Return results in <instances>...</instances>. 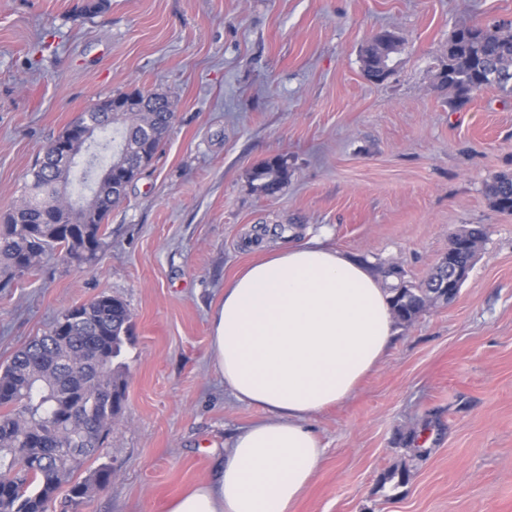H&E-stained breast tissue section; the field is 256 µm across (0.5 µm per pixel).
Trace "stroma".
Listing matches in <instances>:
<instances>
[{"mask_svg":"<svg viewBox=\"0 0 512 512\" xmlns=\"http://www.w3.org/2000/svg\"><path fill=\"white\" fill-rule=\"evenodd\" d=\"M80 2L0 0V216L95 103L160 92L176 119L93 266L54 258L0 288V365L73 306L106 294L130 310L100 451L112 480L77 512H167L261 418L211 360V314L242 266L324 229L387 289L386 266L419 282L476 226L456 299L397 323L357 392L309 418L325 455L293 512H512V214L487 195L512 175V94L458 106L437 80L452 32L512 22V0H110L77 23ZM381 29L404 46L375 84L361 56ZM274 156L288 180L264 197L250 173Z\"/></svg>","mask_w":512,"mask_h":512,"instance_id":"obj_1","label":"stroma"}]
</instances>
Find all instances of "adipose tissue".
<instances>
[{
    "label": "adipose tissue",
    "instance_id": "obj_1",
    "mask_svg": "<svg viewBox=\"0 0 512 512\" xmlns=\"http://www.w3.org/2000/svg\"><path fill=\"white\" fill-rule=\"evenodd\" d=\"M390 298L322 233L240 270L211 316L210 348L230 396L263 416L225 448L216 479L168 512H292L324 454L307 420L349 398L383 361Z\"/></svg>",
    "mask_w": 512,
    "mask_h": 512
}]
</instances>
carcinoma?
<instances>
[{
  "label": "carcinoma",
  "mask_w": 512,
  "mask_h": 512,
  "mask_svg": "<svg viewBox=\"0 0 512 512\" xmlns=\"http://www.w3.org/2000/svg\"><path fill=\"white\" fill-rule=\"evenodd\" d=\"M403 40L382 29L363 50V66L371 81L382 79L391 68L392 55ZM439 84L453 90L461 104L483 88L496 86L512 92V24L475 26L460 41L458 50L441 62ZM141 99L136 112H109L107 101L84 111L104 130L102 119L115 128L118 139L88 145L74 140L65 128L45 147L31 171V185L39 196L28 197L0 219V288L17 277L35 275L45 260L57 256L72 261L74 253L90 242L92 251L82 263L95 262L104 248L106 221L123 197L105 185L95 205L60 204L59 189L66 184L72 165L86 155V172L95 164L96 152H112V163L126 166L133 182L151 163L175 120L167 96L140 90L118 93L112 99ZM71 144L70 159L56 156V145ZM288 179L282 158L275 156L256 165L251 173L255 191L274 196ZM495 209L512 212V176H500L488 187ZM443 267L404 291L394 285L390 302L396 318L411 323L423 312V303ZM130 329V311L119 298L101 295L66 310L45 334L37 336L0 366V512H50L56 491L71 484L69 502L81 505L95 489L112 478V466L102 463L83 481L75 473L101 450L121 406L104 394L108 387L124 390V367L117 362ZM83 448L78 461L63 449Z\"/></svg>",
  "instance_id": "obj_1"
}]
</instances>
